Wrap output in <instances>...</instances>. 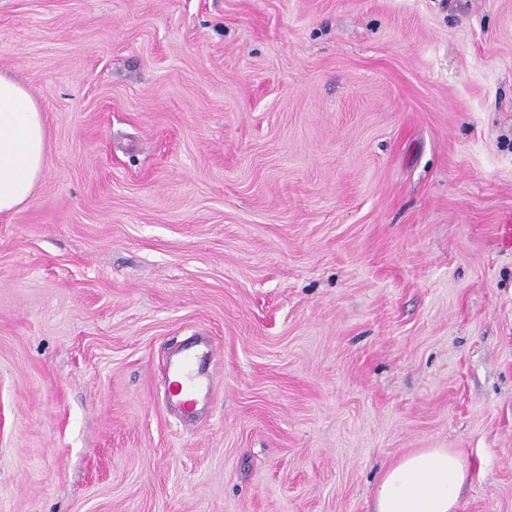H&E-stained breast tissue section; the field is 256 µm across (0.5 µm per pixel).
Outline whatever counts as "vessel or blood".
<instances>
[{
  "instance_id": "b4317fda",
  "label": "vessel or blood",
  "mask_w": 512,
  "mask_h": 512,
  "mask_svg": "<svg viewBox=\"0 0 512 512\" xmlns=\"http://www.w3.org/2000/svg\"><path fill=\"white\" fill-rule=\"evenodd\" d=\"M215 355L213 342L201 339L182 344L167 358L166 372L175 378L168 402L182 414L192 415L200 395L216 384V372L201 369L202 363L213 361Z\"/></svg>"
}]
</instances>
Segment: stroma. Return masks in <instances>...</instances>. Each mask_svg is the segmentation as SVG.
I'll use <instances>...</instances> for the list:
<instances>
[{
  "mask_svg": "<svg viewBox=\"0 0 512 512\" xmlns=\"http://www.w3.org/2000/svg\"><path fill=\"white\" fill-rule=\"evenodd\" d=\"M0 512H512V0H0ZM219 382L165 401L172 344ZM46 162L38 104L21 83L0 74V215L30 198ZM468 478L461 453L418 449L384 468L370 512H460V492Z\"/></svg>",
  "mask_w": 512,
  "mask_h": 512,
  "instance_id": "stroma-1",
  "label": "stroma"
}]
</instances>
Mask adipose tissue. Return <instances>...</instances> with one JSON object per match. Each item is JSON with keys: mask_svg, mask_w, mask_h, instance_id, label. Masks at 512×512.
<instances>
[{"mask_svg": "<svg viewBox=\"0 0 512 512\" xmlns=\"http://www.w3.org/2000/svg\"><path fill=\"white\" fill-rule=\"evenodd\" d=\"M44 121L28 90L0 74V215L25 203L46 165ZM469 477L463 455L448 448H421L383 470L372 512H459Z\"/></svg>", "mask_w": 512, "mask_h": 512, "instance_id": "ef3b65f1", "label": "adipose tissue"}]
</instances>
